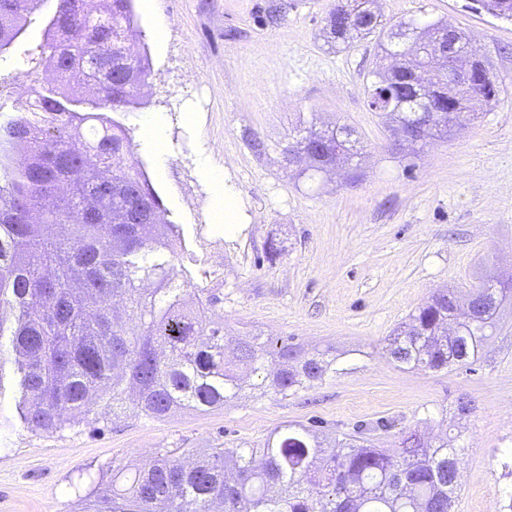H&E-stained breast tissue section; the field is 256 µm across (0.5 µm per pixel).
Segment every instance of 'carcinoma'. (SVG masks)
<instances>
[{"mask_svg": "<svg viewBox=\"0 0 512 512\" xmlns=\"http://www.w3.org/2000/svg\"><path fill=\"white\" fill-rule=\"evenodd\" d=\"M46 0H0V56L20 41ZM56 0L43 18L37 64L53 80L0 113V377L13 367L18 421L53 433L99 423L127 410L160 420L174 409L222 407L247 386L239 365L257 378L252 389L288 396L336 372L331 350L311 355L288 340L229 337L202 288L174 259L185 249L179 225L142 164L128 151L124 116L145 105L151 74L137 42L133 0ZM512 21V0H475ZM345 24L324 18L330 38L345 46L374 37L382 58L371 99L389 89L392 122L418 127L425 144L474 120L471 101L495 100L498 80L476 61L461 30L438 20L400 49L374 0H346ZM453 31L454 67L477 82L450 85L439 75L433 113L399 98L411 69L428 64L424 41ZM314 148L312 175L339 164L359 168L353 129H308L287 144ZM476 305L456 308L448 289L435 292L386 338L402 367L439 371L474 363L497 328L512 287L474 286ZM461 449L417 431L395 452L359 431L333 447L304 426L286 424L262 448H212L192 467L161 450L146 465L112 469L92 492L91 512H452L458 498Z\"/></svg>", "mask_w": 512, "mask_h": 512, "instance_id": "1", "label": "carcinoma"}]
</instances>
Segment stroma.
Returning a JSON list of instances; mask_svg holds the SVG:
<instances>
[{"mask_svg":"<svg viewBox=\"0 0 512 512\" xmlns=\"http://www.w3.org/2000/svg\"><path fill=\"white\" fill-rule=\"evenodd\" d=\"M472 0H381L387 19L443 20L462 29L501 83L475 102V120L410 154L386 118L367 106L375 38L331 42L324 19L336 0H136L151 63L144 108L126 115L133 154L186 241L175 265L195 287L222 296L230 336L285 338L304 351L334 348L337 372L282 400L246 391L210 412L160 421L126 413L87 426L34 433L0 390V512H84L70 486L110 480L116 466L154 456L148 441L186 456L209 448H259L288 423L334 442L360 425L395 449L402 431L451 435L462 458L455 512H496L512 449V295L497 330L469 367L407 370L384 340L437 290L491 277L512 281V21L471 9ZM42 40L33 17L12 57L0 61V110L27 80L25 51ZM164 126L156 156L145 119ZM355 131L363 177L339 168L306 179L283 149L304 128ZM237 200L232 228L218 223V188ZM281 250L269 259L265 247ZM473 409L461 414L458 398ZM391 422L389 431L377 430Z\"/></svg>","mask_w":512,"mask_h":512,"instance_id":"35a3bbf8","label":"stroma"}]
</instances>
